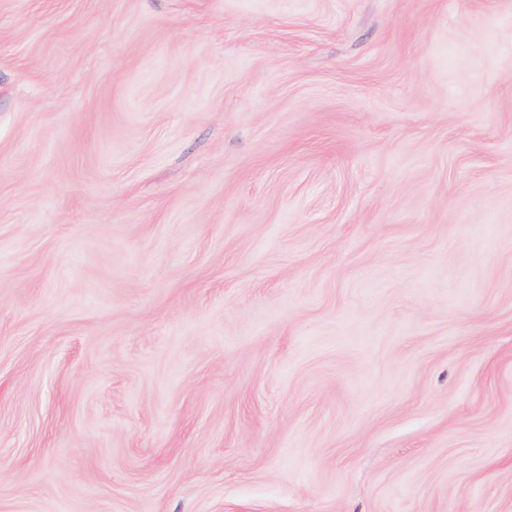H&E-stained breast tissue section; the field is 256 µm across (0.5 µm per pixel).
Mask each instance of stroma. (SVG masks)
<instances>
[{
  "label": "stroma",
  "mask_w": 512,
  "mask_h": 512,
  "mask_svg": "<svg viewBox=\"0 0 512 512\" xmlns=\"http://www.w3.org/2000/svg\"><path fill=\"white\" fill-rule=\"evenodd\" d=\"M0 512H512V0H0Z\"/></svg>",
  "instance_id": "35a3bbf8"
}]
</instances>
